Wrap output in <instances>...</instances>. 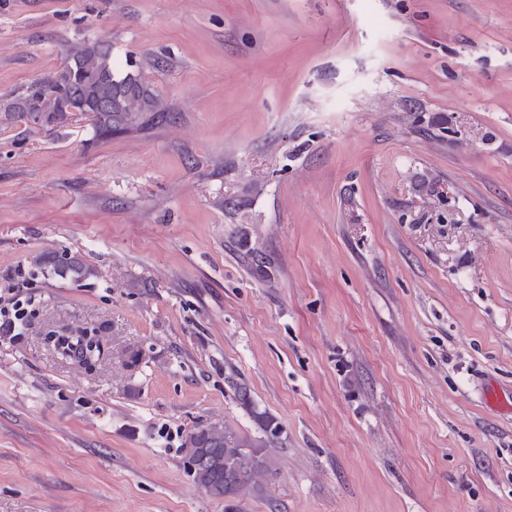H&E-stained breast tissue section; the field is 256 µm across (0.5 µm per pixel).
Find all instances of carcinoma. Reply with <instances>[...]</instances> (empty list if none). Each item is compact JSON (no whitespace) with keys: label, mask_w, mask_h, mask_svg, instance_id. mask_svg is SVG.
<instances>
[{"label":"carcinoma","mask_w":512,"mask_h":512,"mask_svg":"<svg viewBox=\"0 0 512 512\" xmlns=\"http://www.w3.org/2000/svg\"><path fill=\"white\" fill-rule=\"evenodd\" d=\"M84 96L112 105L96 116L97 125L105 134L126 130L145 112L164 111L140 77H115L112 47L100 43L73 48L59 69L30 84L21 97L4 106V111L20 119L35 112L50 116ZM34 263L75 280L96 276L93 267L66 252L39 255ZM51 347L65 360L86 358L90 370L105 355L103 343L86 349L79 338L69 349L62 348L59 342ZM232 387L239 405L255 420L259 435L241 434L226 423H210L187 435L182 448L195 449V466L189 470L194 483L215 499L229 498L224 512H244V501L263 493L264 477L272 473L273 451L283 448L284 439L278 434L282 426L277 417L258 410L248 387L236 381Z\"/></svg>","instance_id":"carcinoma-1"}]
</instances>
